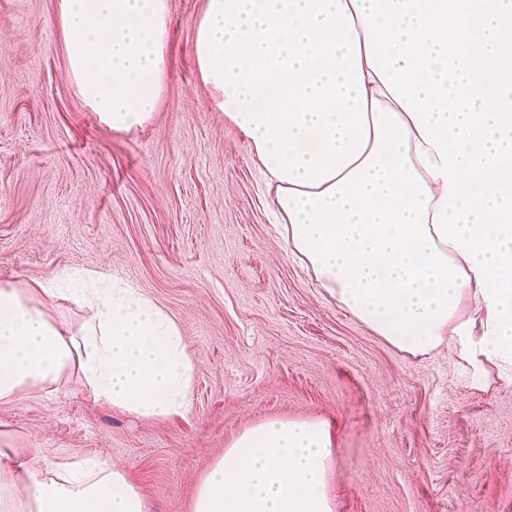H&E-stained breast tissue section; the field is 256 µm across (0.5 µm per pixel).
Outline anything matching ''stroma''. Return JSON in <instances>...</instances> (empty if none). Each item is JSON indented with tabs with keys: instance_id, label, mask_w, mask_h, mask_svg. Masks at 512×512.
Returning a JSON list of instances; mask_svg holds the SVG:
<instances>
[{
	"instance_id": "stroma-1",
	"label": "stroma",
	"mask_w": 512,
	"mask_h": 512,
	"mask_svg": "<svg viewBox=\"0 0 512 512\" xmlns=\"http://www.w3.org/2000/svg\"><path fill=\"white\" fill-rule=\"evenodd\" d=\"M170 6L158 108L120 133L69 76L58 0H0V279L79 268L134 284L182 330L192 411H117L72 376L1 407L0 427L49 460L124 470L149 512H192L245 428L326 420L336 512H512V382L493 371L468 388L448 351L393 348L305 273L273 225L261 162L198 76L205 0Z\"/></svg>"
}]
</instances>
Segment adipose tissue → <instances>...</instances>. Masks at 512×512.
Here are the masks:
<instances>
[{
    "instance_id": "1",
    "label": "adipose tissue",
    "mask_w": 512,
    "mask_h": 512,
    "mask_svg": "<svg viewBox=\"0 0 512 512\" xmlns=\"http://www.w3.org/2000/svg\"><path fill=\"white\" fill-rule=\"evenodd\" d=\"M69 73L107 126L144 125L167 69L169 0H59ZM194 55L263 163L290 252L389 345L447 348L483 388L512 381V0H207ZM92 309L78 333L38 297ZM178 323L84 269L0 280V406L77 375L94 401L187 414ZM334 432L270 418L200 481L192 512H334ZM0 512H148L125 471L48 467L0 428Z\"/></svg>"
}]
</instances>
